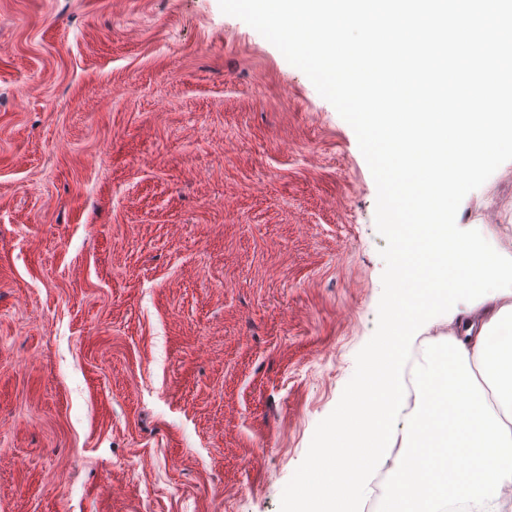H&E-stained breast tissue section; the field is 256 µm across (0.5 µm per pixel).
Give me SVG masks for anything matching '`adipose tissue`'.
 Instances as JSON below:
<instances>
[{"label":"adipose tissue","instance_id":"obj_1","mask_svg":"<svg viewBox=\"0 0 512 512\" xmlns=\"http://www.w3.org/2000/svg\"><path fill=\"white\" fill-rule=\"evenodd\" d=\"M500 242L495 224L473 227L449 212L441 252L448 268L446 299L420 313L448 324L438 340L443 391L453 420L448 433V472L484 467L453 491L463 503L512 512V264L481 253L478 240Z\"/></svg>","mask_w":512,"mask_h":512}]
</instances>
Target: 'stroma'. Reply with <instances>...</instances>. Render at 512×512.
Here are the masks:
<instances>
[{"instance_id": "stroma-1", "label": "stroma", "mask_w": 512, "mask_h": 512, "mask_svg": "<svg viewBox=\"0 0 512 512\" xmlns=\"http://www.w3.org/2000/svg\"><path fill=\"white\" fill-rule=\"evenodd\" d=\"M376 196L219 0H0V512H279L376 329ZM483 209L512 240V161Z\"/></svg>"}]
</instances>
